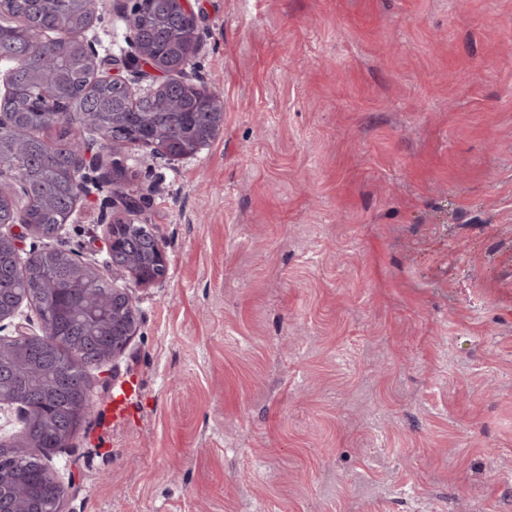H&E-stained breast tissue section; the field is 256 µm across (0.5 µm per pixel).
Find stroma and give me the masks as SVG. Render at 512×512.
Instances as JSON below:
<instances>
[{
  "label": "stroma",
  "mask_w": 512,
  "mask_h": 512,
  "mask_svg": "<svg viewBox=\"0 0 512 512\" xmlns=\"http://www.w3.org/2000/svg\"><path fill=\"white\" fill-rule=\"evenodd\" d=\"M134 0L87 42L129 52ZM191 157L126 147L167 274L49 462L63 512H512V0H190Z\"/></svg>",
  "instance_id": "stroma-1"
}]
</instances>
